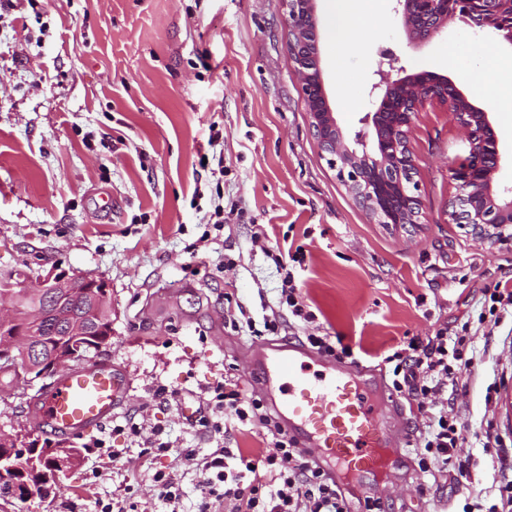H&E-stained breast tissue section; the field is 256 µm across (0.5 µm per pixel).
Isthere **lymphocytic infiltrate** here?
I'll return each mask as SVG.
<instances>
[{"mask_svg":"<svg viewBox=\"0 0 512 512\" xmlns=\"http://www.w3.org/2000/svg\"><path fill=\"white\" fill-rule=\"evenodd\" d=\"M478 357L469 324L442 327L435 335L406 336L384 356L391 365L393 392L409 412L423 421L413 448L422 477L453 474L467 477L465 461L455 451L465 439V427L455 410V395L464 384L463 372ZM208 414L200 418L205 432L265 434L272 450L256 454L217 446L203 459L165 438L163 427L127 419L123 427L139 443L138 453L105 448L107 463L131 472H147L156 498L169 512H179L183 489L176 471L156 467L159 457L194 461L199 475L197 512H347L337 484L298 448L257 395L245 393L233 377L220 375L207 390Z\"/></svg>","mask_w":512,"mask_h":512,"instance_id":"obj_1","label":"lymphocytic infiltrate"}]
</instances>
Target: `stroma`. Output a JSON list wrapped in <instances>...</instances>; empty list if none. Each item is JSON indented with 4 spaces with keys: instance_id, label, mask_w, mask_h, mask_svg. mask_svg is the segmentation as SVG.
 <instances>
[{
    "instance_id": "1",
    "label": "stroma",
    "mask_w": 512,
    "mask_h": 512,
    "mask_svg": "<svg viewBox=\"0 0 512 512\" xmlns=\"http://www.w3.org/2000/svg\"><path fill=\"white\" fill-rule=\"evenodd\" d=\"M281 0H0V273L56 268L104 277L112 288V338L102 358L130 385L112 422L73 437L80 463L50 497L0 512H92L126 473L92 475L106 439L126 418L166 428L182 448L211 441L182 416L228 365L243 367L260 342L224 325L227 301L254 320L276 307L273 254L299 247L296 282L329 334L363 350L360 363L387 375L386 351L404 336H429L480 311L481 290L512 278V249L490 247L446 221L457 193L450 170L466 153L447 108L429 104L412 134L419 223H376L337 180L318 149L286 50ZM357 45L321 43L331 107L359 130L379 49L407 69L447 76L489 114L512 184V112L497 111L477 77L476 48L489 37L454 24L429 43H408L392 0H375ZM224 132V181L199 157L210 124ZM237 204L223 228L208 225L216 190ZM264 225L265 248L251 244ZM207 236L202 260L186 245ZM233 270H225V258ZM455 403L471 436L458 448L468 481L421 492L415 460L380 481L391 512H448L450 500L492 498L512 480V314L491 335ZM178 390L160 404L158 388ZM501 442L504 468L473 436L483 421Z\"/></svg>"
}]
</instances>
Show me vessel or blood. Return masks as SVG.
<instances>
[{
    "instance_id": "1",
    "label": "vessel or blood",
    "mask_w": 512,
    "mask_h": 512,
    "mask_svg": "<svg viewBox=\"0 0 512 512\" xmlns=\"http://www.w3.org/2000/svg\"><path fill=\"white\" fill-rule=\"evenodd\" d=\"M314 364L320 374H311ZM246 371L300 447L311 449L335 480L353 484L392 475L390 450L399 435L374 403L381 389L365 367L288 342L253 353ZM127 388L126 376L110 364L76 367L45 391L40 414L58 435L85 434L112 420Z\"/></svg>"
}]
</instances>
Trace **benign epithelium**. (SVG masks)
<instances>
[{
    "label": "benign epithelium",
    "mask_w": 512,
    "mask_h": 512,
    "mask_svg": "<svg viewBox=\"0 0 512 512\" xmlns=\"http://www.w3.org/2000/svg\"><path fill=\"white\" fill-rule=\"evenodd\" d=\"M288 26L287 49L309 116L314 140L329 167L355 200L379 224H417L420 200L416 160L410 138L427 102L452 111L465 131L468 149L453 179L459 193L446 212L448 221L465 225L492 244L512 246V186H501L496 174L503 163L498 134L486 112L447 77L431 71L409 72L400 57L381 49L368 88L371 110L360 118L361 127L349 135L332 111L320 65V35L316 0H282ZM393 10L400 15L411 45L430 42L449 25L461 23L481 32L492 33L512 46V0H394ZM26 288L30 295L43 297V307L30 315L33 327L63 326L65 337L88 336L90 325L107 324L105 335L112 336V288L101 276H70L51 269L35 276L17 277L16 272L0 275V295L7 298L15 288ZM89 295L90 313L80 316L66 310L67 299L76 293ZM17 308L11 306L0 316V350L9 356L11 370L18 373L23 386L56 375L75 357L73 348L63 342L48 344L49 356L40 357L39 340L21 352L9 345L11 327L17 323ZM41 439L30 434L24 438L0 432V478L26 472L38 475V483L51 489L67 469L62 461L53 472L39 469Z\"/></svg>",
    "instance_id": "benign-epithelium-1"
}]
</instances>
